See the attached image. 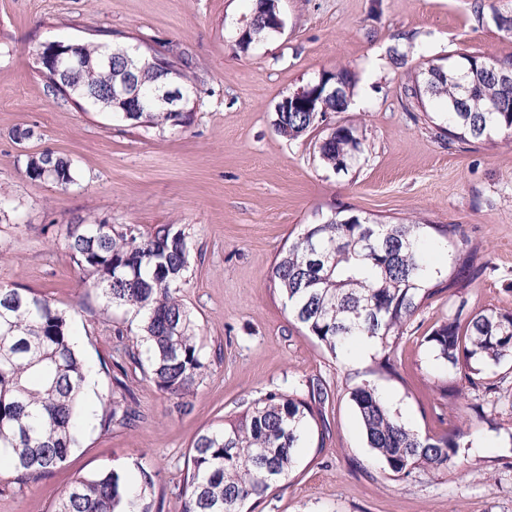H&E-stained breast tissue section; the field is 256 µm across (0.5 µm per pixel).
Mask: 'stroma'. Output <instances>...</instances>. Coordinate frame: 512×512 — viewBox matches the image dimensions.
Returning <instances> with one entry per match:
<instances>
[{
  "mask_svg": "<svg viewBox=\"0 0 512 512\" xmlns=\"http://www.w3.org/2000/svg\"><path fill=\"white\" fill-rule=\"evenodd\" d=\"M252 0H0V286L31 287L71 312L75 342L90 364L109 357L117 310H103L65 246L71 224L97 221L190 225L189 277L180 296L202 336L206 374L184 410L143 373L129 375L140 419L101 431L95 418L119 401L111 376L95 375L92 413L67 463L22 488L0 471V512H50L78 477L126 466L157 474L160 512H183L194 436L266 393L310 380L328 390L326 437L310 432L285 489L256 512H512V364L485 369L477 384L436 358L424 338L460 299L476 313H512V141H448L404 87L421 67L456 52L512 58V35L491 9L512 0H279L284 25L248 50L240 28ZM170 45L189 58L198 93L188 124L129 127L83 111L38 71L46 43ZM406 53L394 65L392 51ZM346 67L355 79L347 111L365 150L348 173L315 157L316 134L295 140L273 126L279 100L319 72ZM33 138L16 142V130ZM45 150L71 160L77 182L62 191L29 178L26 158ZM339 207L372 219L454 227L480 272L461 295L444 292L409 321L395 374L373 370L358 345L330 354L295 325L271 276L277 253L303 225ZM449 383L456 394L442 396ZM369 384L420 434L467 429L445 468L386 474L368 447L354 388Z\"/></svg>",
  "mask_w": 512,
  "mask_h": 512,
  "instance_id": "stroma-1",
  "label": "stroma"
}]
</instances>
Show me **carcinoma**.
Wrapping results in <instances>:
<instances>
[{
	"label": "carcinoma",
	"instance_id": "1",
	"mask_svg": "<svg viewBox=\"0 0 512 512\" xmlns=\"http://www.w3.org/2000/svg\"><path fill=\"white\" fill-rule=\"evenodd\" d=\"M262 14H251L237 44L247 50L276 32L263 18L280 14L278 0H257ZM71 57L83 62L59 74L71 95L87 96V110L103 112L117 123L151 128L184 125V112H171L154 99L165 82L193 94L197 78L171 53L158 66L136 72L134 88L144 111L125 115L112 111L109 90L125 79L124 64L105 57L103 44L81 42ZM512 67V59L464 54L448 64H431L413 78L410 98L420 111L439 105L438 128L463 143L494 145L512 138V83L495 70ZM311 85L340 81L342 100L330 101L325 89L314 92L299 109L275 113V126L286 139L318 128L319 110L342 112L354 79L344 67L322 71ZM320 162L347 173L364 152L352 125H342L314 143ZM26 173L66 190L77 181L71 162L50 151L27 156ZM336 212L307 224L276 258L272 282L288 302L293 321L331 353L366 336L380 347L377 367L392 366L403 328L421 306L442 292L426 260L428 230L437 229L455 248L456 276L449 288H464V274L474 263L471 251L459 246L448 229L417 221L379 224L364 217L345 223ZM192 228L165 224L151 231L137 224L118 227L104 222L70 224L66 245L84 281L100 289L106 307L127 317L126 329L115 333L114 355L100 369L127 389L129 366L139 364L133 344L150 352L148 377L160 391L188 405L203 380L198 325L180 297L190 272ZM461 301L454 317L424 337L448 364L469 382L483 369L512 362V313L484 310L463 315ZM94 368L80 356L70 314L29 288L0 286V468L8 465L22 484L35 482L63 465L79 447V421L88 413L82 396ZM309 399L295 391L271 392L248 403L224 424L193 439L188 452L183 512H255L281 487L298 462L310 424L322 416L326 391L310 384ZM368 446L394 477H407L421 464L448 465L457 453L460 431L422 436L412 430L370 385L351 392ZM138 418L135 400L102 409L104 431L131 426ZM156 473L138 467L130 481L123 469L77 478L52 512H153Z\"/></svg>",
	"mask_w": 512,
	"mask_h": 512
}]
</instances>
